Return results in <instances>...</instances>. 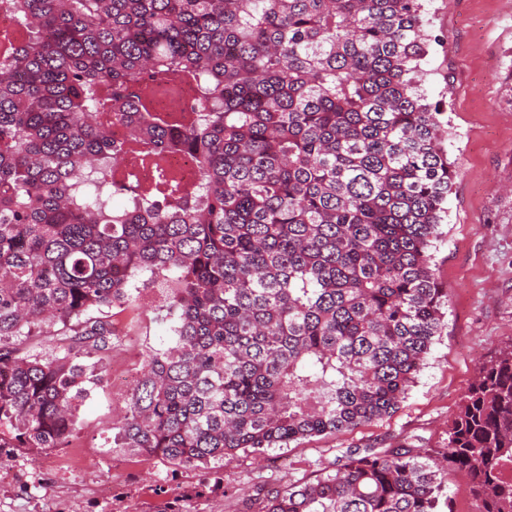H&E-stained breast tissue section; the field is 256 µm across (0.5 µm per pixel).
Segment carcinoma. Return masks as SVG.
Wrapping results in <instances>:
<instances>
[{
  "instance_id": "1",
  "label": "carcinoma",
  "mask_w": 512,
  "mask_h": 512,
  "mask_svg": "<svg viewBox=\"0 0 512 512\" xmlns=\"http://www.w3.org/2000/svg\"><path fill=\"white\" fill-rule=\"evenodd\" d=\"M0 49V462L65 448L104 382V309L167 290L114 442L207 470L390 416L447 325L455 163L422 90L423 0H8ZM173 105L161 106L164 100ZM128 130L112 139L111 128ZM189 154L192 181L131 156ZM512 512V345L437 456L348 446L261 512ZM447 491L453 512L476 511V503L465 481L459 478H450Z\"/></svg>"
}]
</instances>
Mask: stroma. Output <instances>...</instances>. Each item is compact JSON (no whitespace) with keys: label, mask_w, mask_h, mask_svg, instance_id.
Segmentation results:
<instances>
[{"label":"stroma","mask_w":512,"mask_h":512,"mask_svg":"<svg viewBox=\"0 0 512 512\" xmlns=\"http://www.w3.org/2000/svg\"><path fill=\"white\" fill-rule=\"evenodd\" d=\"M424 15L432 40L422 89L442 113L456 165L435 252L448 325L400 409L351 432L237 452L206 475L114 447L129 390L106 382L80 406L68 447L19 452L0 467V512H259L246 503L254 483L313 480L337 449L409 437L444 450L479 362L512 344V0H424ZM163 304L147 288L139 309L116 311L121 334L103 356L109 376L140 373L147 350L169 344Z\"/></svg>","instance_id":"stroma-1"}]
</instances>
